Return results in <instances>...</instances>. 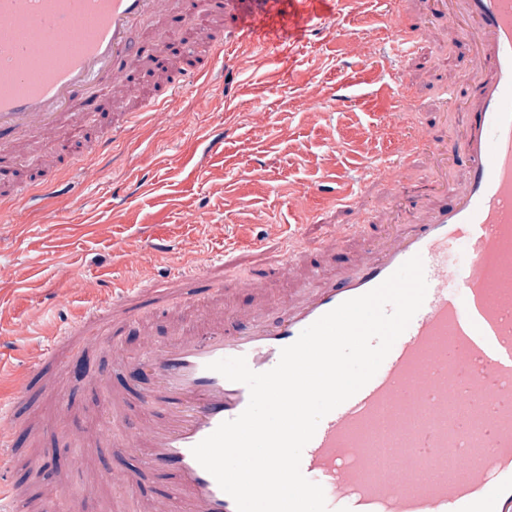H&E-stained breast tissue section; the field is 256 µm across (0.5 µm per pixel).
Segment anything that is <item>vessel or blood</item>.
Wrapping results in <instances>:
<instances>
[{
  "label": "vessel or blood",
  "mask_w": 512,
  "mask_h": 512,
  "mask_svg": "<svg viewBox=\"0 0 512 512\" xmlns=\"http://www.w3.org/2000/svg\"><path fill=\"white\" fill-rule=\"evenodd\" d=\"M295 30L263 23L256 0H0V156L25 138L54 148L56 130L75 104L96 102L111 88L120 101L128 72L141 63L135 35L156 19L194 31L219 59L244 43L264 49L331 26L351 0H291ZM395 36L399 67L430 44L432 21L467 34L469 62L456 80L463 129L457 140L437 135L428 121L408 127L411 151L372 168L371 181L399 197L423 160L455 162L452 178L415 204L401 224H328L323 244L351 250L333 268L301 275L305 247L291 238L275 261L287 276L286 294L273 298L263 274L229 271V259L177 266L167 277L133 281L114 293L104 312H89L64 326L46 351L54 371L69 370L67 350L86 340L107 350L127 371L149 372L154 382L137 398L142 416L131 447L152 476L169 479L174 496H154L147 512H237L231 496L194 458L192 448L249 402L246 385L209 370V363L245 357L250 369L275 367L282 348L342 302L376 288L413 256L427 281L422 307L396 340L375 376L327 414L305 446L301 471L322 486L329 512H512V284L492 285L490 271L512 263V0H417ZM87 14L92 31L74 30L77 52L60 69L42 70L41 50L75 15ZM204 70L189 68L166 83L162 99L144 111L162 112ZM469 248L468 267L447 261L457 242ZM226 270L230 289L253 297L246 309L204 314L200 334L158 343L144 338L136 352L117 339L116 327L150 301L199 300ZM456 291H449V281ZM117 463L100 474L104 485L137 481Z\"/></svg>",
  "instance_id": "obj_1"
}]
</instances>
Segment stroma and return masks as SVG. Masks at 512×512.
<instances>
[{"mask_svg":"<svg viewBox=\"0 0 512 512\" xmlns=\"http://www.w3.org/2000/svg\"><path fill=\"white\" fill-rule=\"evenodd\" d=\"M403 0H360L351 15L293 47L262 53L240 47L217 60L202 86L173 99L176 118L159 123L148 112L124 123L119 113L95 110L79 134L61 133L55 169L61 182L28 200L0 207V404L9 403L43 349L65 322L104 305L113 287L159 279L182 261L223 251L239 259L246 273L271 262V249L302 234L310 260L333 265L335 253H321L320 221L355 224L378 207L387 188L363 176L365 165L388 160L403 149L408 123L426 119L449 139L460 134L457 113L433 108L440 90L464 68L465 38L438 30L435 48L419 53L412 80L418 102L402 113L393 70L397 56L393 15ZM371 27L372 56L346 55L343 41ZM318 103H304L308 92ZM340 94L348 104L337 103ZM109 142L99 156L87 153L101 134ZM224 149L211 151L215 134ZM357 190L361 207L345 210L336 194ZM163 250H154L152 239ZM151 305L120 328V340L135 350L143 337L163 340L196 330L199 308ZM81 374L44 380L64 390L66 408L39 398L23 406L12 478L20 491L15 512H73L81 496L98 499L103 512H141L142 504L164 492L152 476L135 485L110 488L98 471L122 455L127 423L112 425L113 441L89 449L64 437V429L96 432L104 397L92 381L135 394L147 386L115 370L109 354L88 343L71 355ZM57 452L62 471L33 475L31 461Z\"/></svg>","mask_w":512,"mask_h":512,"instance_id":"stroma-1","label":"stroma"}]
</instances>
